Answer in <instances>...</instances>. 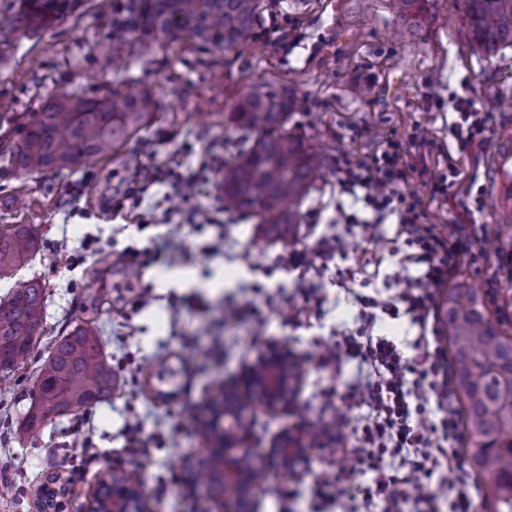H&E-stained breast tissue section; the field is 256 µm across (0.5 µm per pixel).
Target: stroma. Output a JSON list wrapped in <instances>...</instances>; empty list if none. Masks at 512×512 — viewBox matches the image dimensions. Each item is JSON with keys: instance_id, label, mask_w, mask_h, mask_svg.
I'll list each match as a JSON object with an SVG mask.
<instances>
[{"instance_id": "obj_1", "label": "stroma", "mask_w": 512, "mask_h": 512, "mask_svg": "<svg viewBox=\"0 0 512 512\" xmlns=\"http://www.w3.org/2000/svg\"><path fill=\"white\" fill-rule=\"evenodd\" d=\"M126 0H84L73 17L34 37L0 44V135L59 96L89 95L103 88L135 92L150 88L165 104L153 124L116 160L76 172H0V230L30 224L41 235L32 261L17 277H37L46 289L45 334L9 381H0V512H39L40 491L55 475L73 490L66 512H85L89 495L109 468L127 470L147 495L152 512H211L205 489H193L183 463L205 455L209 442L196 419L214 383L237 377L268 348H288L299 367L298 388L287 405L271 411L250 400L255 422L247 443L270 453L286 430L302 436L304 461L284 471L271 468L255 494V512H342L314 496L320 470L345 468L352 485L364 483L351 456L309 439V425L342 418L354 427L360 413L326 403L328 390L343 392L354 364L336 373L312 355L332 344L352 322L347 293L335 268L318 276L324 312L305 315L295 289L296 272L279 263L289 249L312 244L328 229L343 197L326 172L302 201L297 224L273 227L224 210L223 172L211 175L210 194L191 200L174 183L152 186L140 208L141 223L114 216L128 191L129 169L141 175L173 173L181 156L200 160L210 149L232 158L239 133L228 122L237 99L260 82L294 95L289 127L328 158L338 153L368 157L379 137L409 134L425 123L436 142L423 158L432 174L445 163L448 99L497 101L488 141L461 154V180L448 199L431 198L430 185L411 181V191L431 198V221L460 224L471 200L486 193L488 163L497 140L512 136V48L489 57L472 43L462 0H434L412 37L394 35L388 0H264L252 40L235 52L200 51L190 40L141 44L109 39V23ZM201 204L212 223L187 222ZM476 234L495 247L457 274V281L494 292L493 308L512 315V223L497 224L491 210L477 214ZM395 227L380 238L361 229L347 237L348 253L366 252L364 274L372 288L394 294L404 276L389 253ZM74 255L71 265L58 251ZM142 307L133 301L142 291ZM233 304L246 313L224 322ZM299 309L284 322L280 309ZM89 322L101 336L104 357L117 378L111 397L93 408L48 419L28 437L16 426L29 405L37 370L51 340ZM90 438L99 456L81 463L78 443Z\"/></svg>"}]
</instances>
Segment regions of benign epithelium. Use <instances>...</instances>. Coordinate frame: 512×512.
I'll list each match as a JSON object with an SVG mask.
<instances>
[{"mask_svg": "<svg viewBox=\"0 0 512 512\" xmlns=\"http://www.w3.org/2000/svg\"><path fill=\"white\" fill-rule=\"evenodd\" d=\"M295 372L293 359L288 349L275 347L242 376L241 383L245 387L262 389L264 398L261 403L275 409L288 403L293 395L292 376ZM243 400L238 391L228 389L224 392V416L221 418L219 432L214 435L216 448L212 449L208 458L192 457L185 464L189 483L198 485L195 473L207 470L211 474L213 484L224 486V490L236 493L234 499L211 495L219 508V512H249V500L258 488L252 472L243 467L244 459L254 461L259 468L265 462L259 452L242 444L244 432L235 425L236 417L242 412ZM305 453L300 438L291 433L281 436L276 448L275 458L278 465L288 470ZM88 512H148L142 489L133 482L123 488L112 490V499L105 500L101 495L93 496Z\"/></svg>", "mask_w": 512, "mask_h": 512, "instance_id": "1", "label": "benign epithelium"}]
</instances>
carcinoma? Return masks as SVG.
I'll return each mask as SVG.
<instances>
[{
  "instance_id": "carcinoma-1",
  "label": "carcinoma",
  "mask_w": 512,
  "mask_h": 512,
  "mask_svg": "<svg viewBox=\"0 0 512 512\" xmlns=\"http://www.w3.org/2000/svg\"><path fill=\"white\" fill-rule=\"evenodd\" d=\"M397 21L419 25L427 0H389ZM80 0H22L0 27V38L37 35L72 15ZM473 43L489 55L512 47V0H463ZM263 0H130L112 21V38L128 33L149 40L191 39L201 48L231 53L258 28ZM162 103L148 90L55 98L18 129L20 144L0 140V170L47 173L77 170L120 152L152 121ZM294 100L274 83L244 93L228 120L243 146L224 172V209L261 224L297 223V207L320 177L324 160L288 130ZM40 239L30 224H12L0 236V279L30 260ZM45 288L18 279L0 297V380L13 376L42 335ZM455 388L471 447L466 456L487 477L493 512H512V333L492 316L486 296L464 283L448 290L443 310ZM115 384L101 338L92 326L60 336L38 373L30 406L16 433L23 436L51 417L77 413L108 399Z\"/></svg>"
}]
</instances>
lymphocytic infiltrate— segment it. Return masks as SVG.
<instances>
[{
    "label": "lymphocytic infiltrate",
    "instance_id": "obj_1",
    "mask_svg": "<svg viewBox=\"0 0 512 512\" xmlns=\"http://www.w3.org/2000/svg\"><path fill=\"white\" fill-rule=\"evenodd\" d=\"M448 108V144L457 154L485 142L490 110L463 97L449 98ZM433 144L427 128L418 125L408 135L383 138L370 158L340 154L333 165L340 191L360 197L375 215L374 221L362 222L363 232L377 236L381 224L395 217L392 242L402 246L403 262L418 270L404 278L395 295L355 293L356 329L317 357L319 365L336 370L343 361H353L361 372L341 399L360 410L363 425L328 439L339 451L350 452L368 480L354 489L339 469L316 477L323 494L342 500L348 512H400L409 501L414 512H437L443 500L448 512H473V486L457 452L463 438L460 410L448 355L438 339L434 299L461 267L475 262L482 240L462 224L438 230L428 221V202L410 191L411 181L429 178L434 194L445 197L458 181L455 158L436 177L417 162V154ZM346 256L345 238L336 233L321 236L315 247L292 248L284 261L298 270L301 295L315 302L319 285L313 272ZM385 315L408 316L419 327L411 349L375 334Z\"/></svg>",
    "mask_w": 512,
    "mask_h": 512
}]
</instances>
